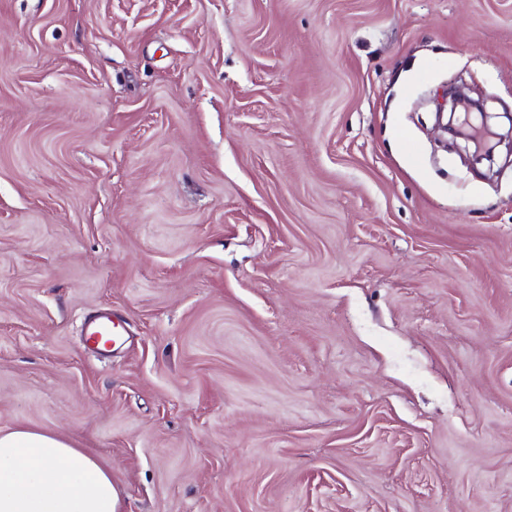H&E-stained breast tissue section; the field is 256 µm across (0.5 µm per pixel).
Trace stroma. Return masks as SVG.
Wrapping results in <instances>:
<instances>
[{"instance_id": "1", "label": "stroma", "mask_w": 512, "mask_h": 512, "mask_svg": "<svg viewBox=\"0 0 512 512\" xmlns=\"http://www.w3.org/2000/svg\"><path fill=\"white\" fill-rule=\"evenodd\" d=\"M454 78L512 126V0H0V430L121 512H512V157L444 149ZM112 332V346L120 343L123 339L121 327L112 318L111 314H101L88 322L86 326L87 342L93 346H97L103 336Z\"/></svg>"}]
</instances>
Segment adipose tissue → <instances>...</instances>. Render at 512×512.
<instances>
[{
    "label": "adipose tissue",
    "instance_id": "obj_1",
    "mask_svg": "<svg viewBox=\"0 0 512 512\" xmlns=\"http://www.w3.org/2000/svg\"><path fill=\"white\" fill-rule=\"evenodd\" d=\"M112 472L62 437L0 431V512H118Z\"/></svg>",
    "mask_w": 512,
    "mask_h": 512
}]
</instances>
